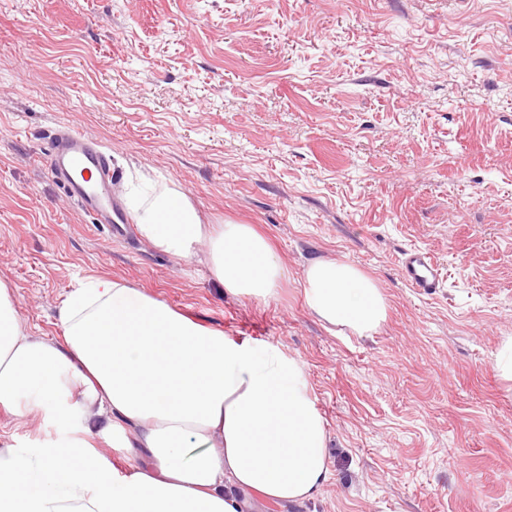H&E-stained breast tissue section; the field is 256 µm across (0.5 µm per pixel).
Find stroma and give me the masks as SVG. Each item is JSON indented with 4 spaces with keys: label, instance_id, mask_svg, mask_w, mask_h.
Segmentation results:
<instances>
[{
    "label": "stroma",
    "instance_id": "obj_1",
    "mask_svg": "<svg viewBox=\"0 0 512 512\" xmlns=\"http://www.w3.org/2000/svg\"><path fill=\"white\" fill-rule=\"evenodd\" d=\"M62 126L110 153L116 196L148 180L252 225L276 295L91 224L47 169ZM413 248L444 270L435 295L401 278ZM320 257L376 281V334L309 312ZM97 277L304 363L331 477L261 512H512V0H0V282L57 336Z\"/></svg>",
    "mask_w": 512,
    "mask_h": 512
}]
</instances>
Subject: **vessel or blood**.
Wrapping results in <instances>:
<instances>
[{
  "label": "vessel or blood",
  "instance_id": "obj_1",
  "mask_svg": "<svg viewBox=\"0 0 512 512\" xmlns=\"http://www.w3.org/2000/svg\"><path fill=\"white\" fill-rule=\"evenodd\" d=\"M49 156L53 177L94 223L108 227L124 223L125 218L113 199V174L108 157L95 141L79 130L70 129L51 137ZM400 272L408 287L420 295L437 293L445 281L441 267L431 254L416 248L404 252Z\"/></svg>",
  "mask_w": 512,
  "mask_h": 512
}]
</instances>
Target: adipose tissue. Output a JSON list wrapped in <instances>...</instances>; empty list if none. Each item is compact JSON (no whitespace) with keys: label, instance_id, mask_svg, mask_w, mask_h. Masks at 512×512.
Instances as JSON below:
<instances>
[{"label":"adipose tissue","instance_id":"ef3b65f1","mask_svg":"<svg viewBox=\"0 0 512 512\" xmlns=\"http://www.w3.org/2000/svg\"><path fill=\"white\" fill-rule=\"evenodd\" d=\"M127 203L145 241L184 261L206 247L228 293L275 296L283 268L251 225L204 223L188 196L147 183ZM301 286L319 320L353 335L387 318L376 282L351 263L315 259ZM59 320L61 335L28 333L0 283V405L56 427L24 452L0 436V512H255L325 487L326 421L303 362L279 345L233 341L101 278L69 292Z\"/></svg>","mask_w":512,"mask_h":512}]
</instances>
